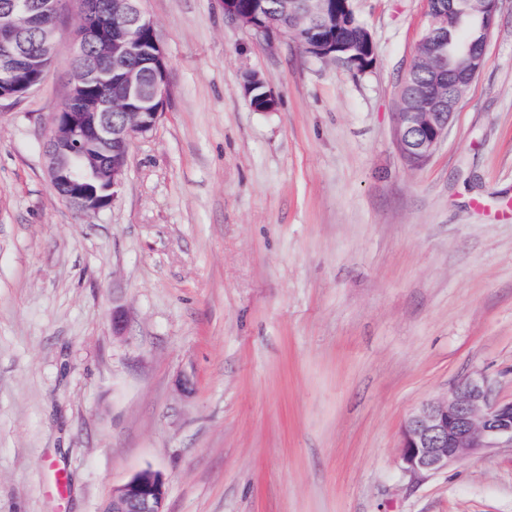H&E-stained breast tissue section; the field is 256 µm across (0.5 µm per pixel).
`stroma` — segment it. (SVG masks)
Wrapping results in <instances>:
<instances>
[{
    "instance_id": "stroma-1",
    "label": "stroma",
    "mask_w": 512,
    "mask_h": 512,
    "mask_svg": "<svg viewBox=\"0 0 512 512\" xmlns=\"http://www.w3.org/2000/svg\"><path fill=\"white\" fill-rule=\"evenodd\" d=\"M352 6L363 71L220 0H143L167 105L81 217L43 153L75 48L62 0L43 83L0 102V512H102L145 468L166 512H512V447L432 474L400 456L464 377L512 399V0L420 167L393 123L429 2Z\"/></svg>"
}]
</instances>
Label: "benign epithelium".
Masks as SVG:
<instances>
[{
  "label": "benign epithelium",
  "instance_id": "1",
  "mask_svg": "<svg viewBox=\"0 0 512 512\" xmlns=\"http://www.w3.org/2000/svg\"><path fill=\"white\" fill-rule=\"evenodd\" d=\"M60 0H15L0 13V101L15 98L9 90L11 75L30 74L27 91L39 87L54 60V34ZM142 0H112V16L123 24L111 28L110 37L90 21V0H83L74 53L69 61L70 90L60 110L53 113L44 145L47 174L53 189H68L66 203L79 214L98 213L111 206L127 172L134 140L156 126L168 97V69L161 40L149 51L148 66L130 67L135 52L126 28L156 30L154 20L141 8ZM224 14L269 39L291 37L314 57L356 63L361 47L320 35L335 23L330 0H288L283 17L260 21L243 12L238 0H221ZM444 9L431 12V27L445 29L465 18H477L483 36L476 44L458 46L447 41L417 59L432 68L448 70L447 86L431 97L427 110L406 107L407 86L401 85L395 113L394 140L413 166L425 164L447 137L451 120L464 94L482 69L485 47L494 30L498 0H442ZM38 31L42 49L34 52L29 34ZM97 41L105 59L89 57L87 45ZM95 85L104 94L93 112L77 107L82 90ZM102 179L110 194L90 195L89 178ZM512 445V400L492 398L486 378L469 375L453 385L443 399L424 405L405 423L401 434L404 469L414 474L435 473L481 449L499 443ZM166 480L147 468L139 471L112 496L103 512H165Z\"/></svg>",
  "mask_w": 512,
  "mask_h": 512
}]
</instances>
